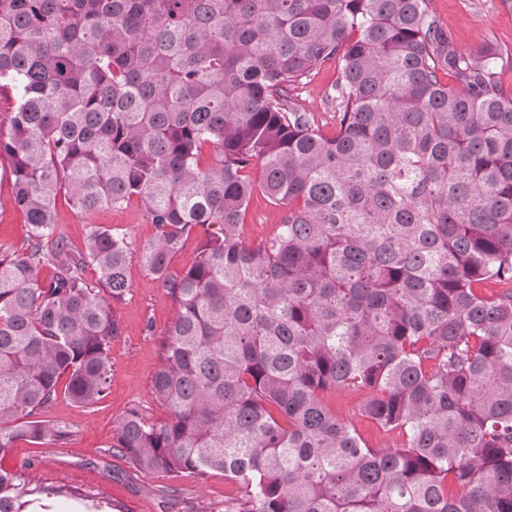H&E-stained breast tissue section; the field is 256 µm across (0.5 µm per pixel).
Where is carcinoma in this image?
I'll return each instance as SVG.
<instances>
[{
	"mask_svg": "<svg viewBox=\"0 0 512 512\" xmlns=\"http://www.w3.org/2000/svg\"><path fill=\"white\" fill-rule=\"evenodd\" d=\"M428 2L0 0V160L30 226L0 246V457L67 438L37 418L59 394L105 398L136 258L176 302L151 381L170 416L133 407L113 436L136 469L222 473L225 512H512V95L496 49H455ZM331 59L329 137L291 91ZM257 189L285 214L250 245ZM62 191L85 214L136 201L156 234L95 224L78 250ZM331 390L365 392L395 444ZM22 508L0 469V512ZM200 237L189 238L183 248L175 255L169 266V273L172 275L181 274L194 260L200 247ZM362 398V392L349 390H332L324 394V399L329 407L340 417L351 421L370 445L392 444V435L380 431L372 422L361 417L358 413V406Z\"/></svg>",
	"mask_w": 512,
	"mask_h": 512,
	"instance_id": "obj_1",
	"label": "carcinoma"
}]
</instances>
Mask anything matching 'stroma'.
<instances>
[{
	"label": "stroma",
	"instance_id": "1",
	"mask_svg": "<svg viewBox=\"0 0 512 512\" xmlns=\"http://www.w3.org/2000/svg\"><path fill=\"white\" fill-rule=\"evenodd\" d=\"M430 4L459 51L486 43L495 46L499 54L496 79L505 93L512 94V11L500 0H430ZM336 73V61H327L293 92L299 107L329 135L335 130L336 108L327 93ZM10 196L9 167L1 164L0 245L21 251L27 246L28 226L11 205ZM283 216V208L254 194L242 224L243 240L257 244L272 237ZM57 219L59 231L79 249L93 224L126 234L140 245L156 233L135 202L85 215L62 199ZM174 309L162 283L152 280L139 261H131L127 294L117 307L122 331L109 342L111 372L106 397L94 407L83 408L58 396L41 417L66 429V443L38 445L20 440L0 458V468L21 474L27 482L29 503L24 512H224L225 502L238 495L237 484L220 473L203 482L140 473L112 447L115 426L128 409L139 408L153 421L168 417L167 410L153 399L150 381L161 362L164 331ZM362 398V393L349 390L324 395L329 407L351 421L370 445L391 444L392 435L360 416Z\"/></svg>",
	"mask_w": 512,
	"mask_h": 512
}]
</instances>
